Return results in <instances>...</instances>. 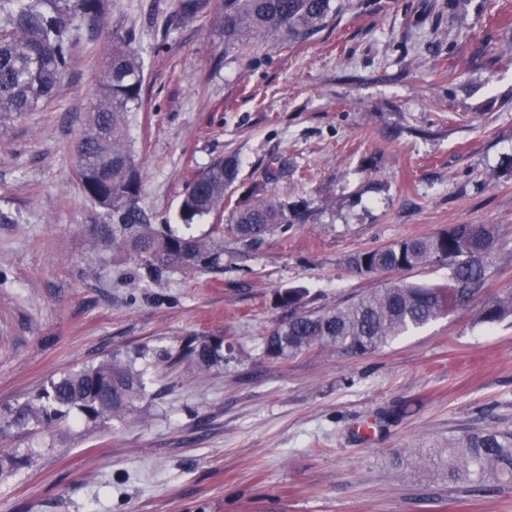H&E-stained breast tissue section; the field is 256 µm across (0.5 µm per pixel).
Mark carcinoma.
I'll use <instances>...</instances> for the list:
<instances>
[{"label":"carcinoma","instance_id":"carcinoma-1","mask_svg":"<svg viewBox=\"0 0 512 512\" xmlns=\"http://www.w3.org/2000/svg\"><path fill=\"white\" fill-rule=\"evenodd\" d=\"M106 0H0L12 8L0 24V122L49 104L69 70L74 35H93L103 27ZM209 0H178V14L193 19L209 9ZM336 13L333 0H220L219 23L224 46L248 36L264 41L285 32L291 40L316 34ZM132 36L112 31V52L98 74L100 93L76 143L77 176L87 197L111 220L104 239L125 249L145 274L156 279L181 269H213L220 265L219 240L224 235L245 246L254 244L300 217L305 204L288 203L254 186L228 216L212 225L209 237L161 232L145 221L138 206L141 176L127 139L129 113L142 104L145 64L129 50ZM234 157L214 160L187 188L179 208L181 220H195L224 211L227 190L235 183ZM496 245L494 226L453 224L433 234L397 240L360 250L347 259L362 274L410 270L429 263L448 264L444 285L392 283L344 306L295 313L304 290L277 294V304L292 310L264 339L265 352L285 359L314 346L332 352L369 355L398 336L417 330L479 297L486 282L485 258ZM512 316V292L484 303L479 320L494 324ZM221 342L188 341L181 357L199 368L218 363ZM146 398L143 372L114 352L100 362L51 378L25 403L10 410L0 436L37 428L70 425L76 415L105 425L132 414ZM35 451L0 454V479L16 476L33 462ZM433 465L452 484L481 490L490 481H512V432L479 429L448 440L429 452Z\"/></svg>","mask_w":512,"mask_h":512}]
</instances>
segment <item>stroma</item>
Masks as SVG:
<instances>
[{
    "label": "stroma",
    "mask_w": 512,
    "mask_h": 512,
    "mask_svg": "<svg viewBox=\"0 0 512 512\" xmlns=\"http://www.w3.org/2000/svg\"><path fill=\"white\" fill-rule=\"evenodd\" d=\"M177 4L110 0L59 97L0 126V414L115 352L152 393L104 429L0 439L37 451L0 512H512V482L475 493L398 461L512 432L511 317L481 323L475 300L371 355L263 350L289 315L279 291L305 289L312 312L446 282L444 264L362 275L347 257L451 224L497 226L482 299L512 291V0H336L307 40L230 48L216 12ZM116 28L145 61L129 139L152 227L207 234L213 217L183 224L179 204L228 155L232 196L262 186L305 221L153 281L101 240L73 146ZM190 338L223 339V360L168 365Z\"/></svg>",
    "instance_id": "1"
}]
</instances>
